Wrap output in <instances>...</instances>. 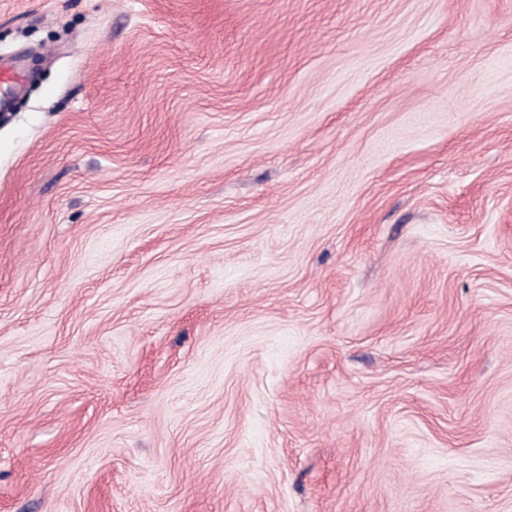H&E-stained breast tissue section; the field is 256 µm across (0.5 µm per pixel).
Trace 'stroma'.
I'll use <instances>...</instances> for the list:
<instances>
[{"mask_svg":"<svg viewBox=\"0 0 512 512\" xmlns=\"http://www.w3.org/2000/svg\"><path fill=\"white\" fill-rule=\"evenodd\" d=\"M0 512H512V0H0Z\"/></svg>","mask_w":512,"mask_h":512,"instance_id":"1","label":"stroma"}]
</instances>
